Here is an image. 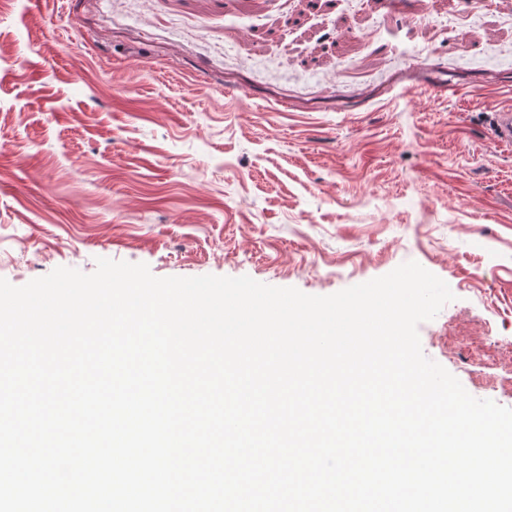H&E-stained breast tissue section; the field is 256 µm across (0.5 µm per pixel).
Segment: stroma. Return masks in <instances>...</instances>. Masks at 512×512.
I'll return each mask as SVG.
<instances>
[{"label": "stroma", "instance_id": "35a3bbf8", "mask_svg": "<svg viewBox=\"0 0 512 512\" xmlns=\"http://www.w3.org/2000/svg\"><path fill=\"white\" fill-rule=\"evenodd\" d=\"M507 103L512 0H0V278L326 296L414 261L454 295L424 354L512 407Z\"/></svg>", "mask_w": 512, "mask_h": 512}]
</instances>
